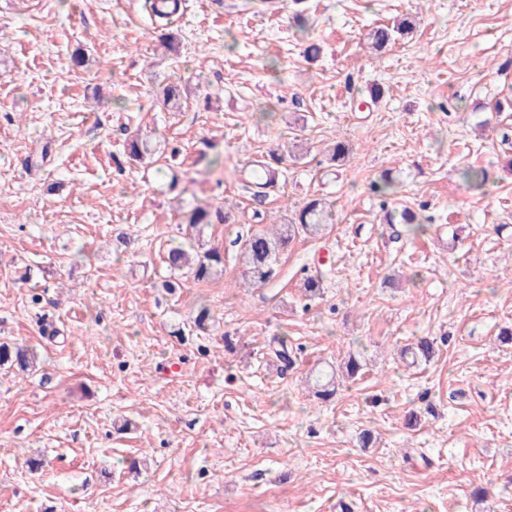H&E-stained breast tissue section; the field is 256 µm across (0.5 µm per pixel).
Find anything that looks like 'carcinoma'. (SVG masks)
Instances as JSON below:
<instances>
[{
	"label": "carcinoma",
	"mask_w": 512,
	"mask_h": 512,
	"mask_svg": "<svg viewBox=\"0 0 512 512\" xmlns=\"http://www.w3.org/2000/svg\"><path fill=\"white\" fill-rule=\"evenodd\" d=\"M413 21L409 16H401L390 25L374 28L369 38L378 52L388 49L396 41L409 34ZM163 106L178 110L187 102L185 89L177 83L164 86L160 92ZM129 159L139 164H150L154 148L150 141L141 134L130 137L124 145ZM329 161L332 165L342 167L347 162L350 149L341 140L334 141L328 149ZM283 158L274 151L268 152L267 158L260 160L253 168L254 185L259 188L255 197L261 201L276 192L279 187L280 164ZM468 186L479 193L485 192L488 174L485 169L469 166L462 172ZM329 217L328 204L322 197L309 199L295 214V218L285 224H278L274 231L255 233L244 241L239 259L245 268L249 283L262 285L277 277L280 255L288 249L289 244L298 236L317 238L325 230ZM231 221L229 210L224 206L214 207L210 204H197L186 214V223L192 228H200L207 224H228ZM165 263L175 277L162 282V288L174 294L185 287V282L206 281L224 271V253L217 248L209 249L200 255L191 256L181 246L171 247L166 252ZM303 290L307 299L312 300L321 294L322 274L307 276L303 282ZM437 352L435 339L421 337L400 351V358L412 364L420 361L427 363ZM34 353L17 345L0 342V367L9 365L25 370L33 365ZM364 364L354 355L348 356L338 366L319 372L313 378L312 388L317 398L328 401L332 399L341 383L355 381L363 375Z\"/></svg>",
	"instance_id": "1"
}]
</instances>
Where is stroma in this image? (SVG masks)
<instances>
[{"instance_id":"obj_1","label":"stroma","mask_w":512,"mask_h":512,"mask_svg":"<svg viewBox=\"0 0 512 512\" xmlns=\"http://www.w3.org/2000/svg\"><path fill=\"white\" fill-rule=\"evenodd\" d=\"M144 4L0 0V342L39 357L0 369V512H512V0H182L173 57ZM404 14L413 32L375 54L369 29ZM176 80L192 94L171 112ZM139 130L177 190L124 157ZM295 137L279 195L254 203L247 163ZM315 195L333 224L248 287L241 241ZM203 201L233 216L200 238L224 272L168 294L162 258ZM405 207L422 231L386 223ZM420 336L437 357L407 366ZM351 354L364 376L317 400L310 371ZM365 428L376 447L355 446Z\"/></svg>"}]
</instances>
